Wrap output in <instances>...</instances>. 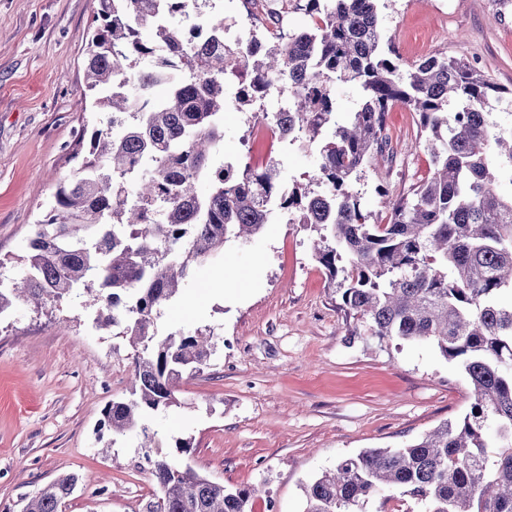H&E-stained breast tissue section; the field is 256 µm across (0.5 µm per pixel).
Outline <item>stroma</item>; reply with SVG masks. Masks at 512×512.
Here are the masks:
<instances>
[{
    "instance_id": "stroma-1",
    "label": "stroma",
    "mask_w": 512,
    "mask_h": 512,
    "mask_svg": "<svg viewBox=\"0 0 512 512\" xmlns=\"http://www.w3.org/2000/svg\"><path fill=\"white\" fill-rule=\"evenodd\" d=\"M97 8L98 0H0V280L25 272L31 226L76 172L82 129L107 123L84 95ZM219 15L245 19L246 4L204 0L171 23L188 29ZM379 20L404 61L443 49L512 89V0H388ZM254 121L225 104L213 164L271 160L284 189L308 184L314 155L255 138ZM386 122L393 161L365 167L353 185L377 219L379 188L396 197L433 170L414 114L397 107ZM313 238L306 225L276 220L250 242L229 243L155 321L162 334H213L207 367L156 418L164 452L191 439L183 460L197 472L261 488L252 512H302L304 485L343 457L404 447L471 403L466 376L431 344L349 335L356 321L313 256ZM96 317L71 298L39 313L18 302L0 316V512H20L67 473L79 484L63 512H145L156 491L139 437L98 432L105 407L129 396L134 351Z\"/></svg>"
}]
</instances>
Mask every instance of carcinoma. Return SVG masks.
<instances>
[{"label":"carcinoma","mask_w":512,"mask_h":512,"mask_svg":"<svg viewBox=\"0 0 512 512\" xmlns=\"http://www.w3.org/2000/svg\"><path fill=\"white\" fill-rule=\"evenodd\" d=\"M378 0H306L309 26L285 32L246 16L248 41L224 46V19L207 34L169 18L198 0H99L86 61L87 88L119 135L96 127L77 175L32 226L27 272L0 281V314L13 301L44 309L74 294L98 307L97 325H122L137 346L132 395L110 403L99 430L136 431L161 447L151 415L179 404L183 377L201 371L211 336H161V308L189 285L193 269L216 262L231 241L259 235L276 212L318 233L314 255L341 293L345 312L373 336L428 341L459 363L470 409L402 448H368L341 459L304 489V512H512V125L485 111L505 90L462 58L438 52L406 63L383 42ZM153 32L142 37V29ZM168 96L147 97L157 85ZM239 106L287 96L262 112L278 138L311 151L316 184L281 192L275 163L213 167L224 141L226 91ZM360 92L336 115V86ZM419 116L433 174L395 199L379 190L385 222L365 212L351 182L389 157L386 115ZM211 184L199 192L201 181ZM341 280H336L338 272ZM157 494L146 512H251L258 490L227 488L169 456H147ZM60 475L21 512H62L77 488ZM375 510H368V506Z\"/></svg>","instance_id":"obj_1"}]
</instances>
